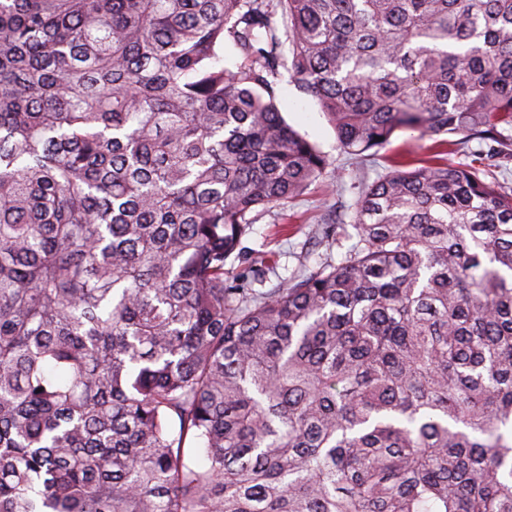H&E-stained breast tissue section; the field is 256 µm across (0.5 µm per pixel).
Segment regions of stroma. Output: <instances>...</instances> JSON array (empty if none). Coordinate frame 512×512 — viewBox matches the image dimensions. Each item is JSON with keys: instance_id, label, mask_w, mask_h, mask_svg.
<instances>
[{"instance_id": "35a3bbf8", "label": "stroma", "mask_w": 512, "mask_h": 512, "mask_svg": "<svg viewBox=\"0 0 512 512\" xmlns=\"http://www.w3.org/2000/svg\"><path fill=\"white\" fill-rule=\"evenodd\" d=\"M277 89L285 120L319 148L328 167L303 196L270 208L253 224L246 244L253 252L256 288L262 292L285 286L322 263L339 262L356 242L351 222L364 187L384 173L395 155L419 166L430 159L434 145L432 137L399 132L386 149L355 162L340 149L335 129L315 100L286 77ZM329 224L336 227L332 240L324 236Z\"/></svg>"}]
</instances>
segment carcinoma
<instances>
[{
    "instance_id": "cac0c4a2",
    "label": "carcinoma",
    "mask_w": 512,
    "mask_h": 512,
    "mask_svg": "<svg viewBox=\"0 0 512 512\" xmlns=\"http://www.w3.org/2000/svg\"><path fill=\"white\" fill-rule=\"evenodd\" d=\"M283 70L437 153L259 292ZM510 131L512 0H0V512H512V189L448 163Z\"/></svg>"
}]
</instances>
